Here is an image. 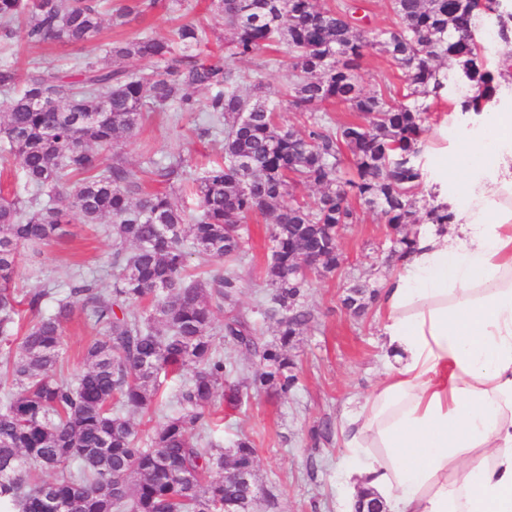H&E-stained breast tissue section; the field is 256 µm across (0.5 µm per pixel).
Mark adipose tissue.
I'll return each mask as SVG.
<instances>
[{"instance_id":"ef3b65f1","label":"adipose tissue","mask_w":512,"mask_h":512,"mask_svg":"<svg viewBox=\"0 0 512 512\" xmlns=\"http://www.w3.org/2000/svg\"><path fill=\"white\" fill-rule=\"evenodd\" d=\"M452 186L378 298L383 378L347 413L336 474L384 512H512V56Z\"/></svg>"}]
</instances>
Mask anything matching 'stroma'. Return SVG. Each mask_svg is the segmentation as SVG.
Masks as SVG:
<instances>
[{
    "label": "stroma",
    "mask_w": 512,
    "mask_h": 512,
    "mask_svg": "<svg viewBox=\"0 0 512 512\" xmlns=\"http://www.w3.org/2000/svg\"><path fill=\"white\" fill-rule=\"evenodd\" d=\"M182 21L195 22L208 30L210 38L201 47V55L224 54V22L214 15L210 0H159L151 12L131 18L124 26L104 25L94 45L105 49L112 43L148 34L164 36L172 25ZM89 47L27 45L15 38L0 37V61L11 62L19 72L26 73L37 66L82 59ZM191 96L196 111L169 109L151 114L134 136L120 140L117 153L138 169L149 161L163 162L169 155L178 154L185 160L186 179L198 178L204 166L220 158L224 130L209 126L206 120L209 91L199 87ZM456 124L447 101H440L429 125L441 135L432 139L429 152L422 156L427 171L444 167L449 176L459 175L467 146L453 134ZM271 222L268 216L247 221V249L234 265L239 279L235 309L251 320L268 293L261 268L268 254ZM69 230V237L60 243L38 251L21 250L18 287L44 282L63 287L76 271L82 270L96 272L100 288L111 291V238L103 229L76 220ZM339 242V267L331 274L312 276L304 292V305L313 312L314 319L288 347L299 377L296 389L287 395L270 390L251 396L239 410L223 398L214 406L219 419L215 438L229 445L245 435L255 448L258 481L274 497L270 512H336L344 496L343 487L336 481L342 456L337 439L341 420L381 380L377 310L372 307L365 315L355 316L344 307L343 300L355 281L366 279L380 289L397 269V261L390 257L388 228L376 210L361 205L356 223L341 229ZM96 334V329L85 324L81 310H74L64 324L65 372H80L82 351ZM323 429L329 431V440L315 441L314 432Z\"/></svg>",
    "instance_id": "obj_1"
}]
</instances>
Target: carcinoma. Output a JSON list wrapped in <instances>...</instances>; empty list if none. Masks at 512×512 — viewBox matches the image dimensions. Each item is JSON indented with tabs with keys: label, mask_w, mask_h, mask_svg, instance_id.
I'll list each match as a JSON object with an SVG mask.
<instances>
[{
	"label": "carcinoma",
	"mask_w": 512,
	"mask_h": 512,
	"mask_svg": "<svg viewBox=\"0 0 512 512\" xmlns=\"http://www.w3.org/2000/svg\"><path fill=\"white\" fill-rule=\"evenodd\" d=\"M155 6L156 0H128L107 17L101 0H0V33L31 43L89 44L104 21L122 25ZM211 6L229 33V57L285 49L287 84L264 83L270 64L264 60L251 74L255 94L242 95L243 76L231 63L196 59L207 31L192 22L166 37L113 45L102 56L92 48L77 63V82L53 65L22 76L0 62V89L22 85L0 119V141L30 191L24 201L0 203V344L9 347L3 375L12 385L0 397V512H224L226 499L249 508L250 485L224 476V447L209 436L220 390L228 389L233 407L244 404L229 382L240 367L217 351V333L259 358L262 370L250 390L286 394L297 383L288 345L313 319L301 302L310 275L299 271L297 254L319 256L318 273L335 271L336 225L355 222V200L378 210L398 239L399 259L413 244L407 225L453 220L433 195L417 216L421 139L430 116L420 99L446 93L460 112L478 114L482 100L496 95L490 46L477 38V0H390L399 22L379 39L362 29L356 5L211 0ZM486 7L495 13L498 38L511 42L512 0H486ZM375 48L402 71L407 93L362 89L357 71ZM112 57L148 59L154 67L114 69ZM441 59L454 61L455 73H440ZM197 87L212 90L207 111L213 125L224 126V160L196 180L198 209L190 213L176 187L181 157L153 161L146 170L117 155L106 160L102 152L133 135L152 110L196 111L189 90ZM284 97L308 114L305 131L278 122ZM325 103L346 106L355 119L325 128L317 117ZM346 152L349 176L342 170ZM146 176L169 190L146 191ZM300 184L317 187L318 196L285 202ZM257 215L273 217L262 270L269 294L260 314L277 318V345L260 343L254 324L232 308L224 311L239 288L232 272L186 274L194 253L235 263L247 244L242 224ZM73 219L108 221L112 291L79 271L62 292L47 284L20 292V250L67 237ZM60 293L55 310L44 313L45 300ZM376 294L366 280L349 288L363 310ZM75 303L103 335L85 346L83 370L66 377L63 324ZM186 373L176 408L154 429L137 428L131 416L152 409L160 376ZM233 447L234 468L254 467L249 441Z\"/></svg>",
	"instance_id": "carcinoma-1"
}]
</instances>
